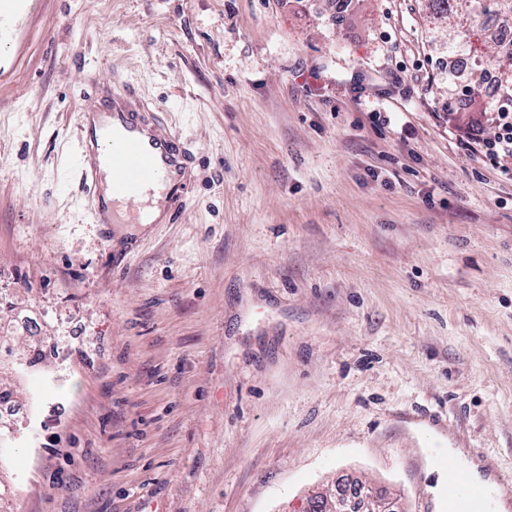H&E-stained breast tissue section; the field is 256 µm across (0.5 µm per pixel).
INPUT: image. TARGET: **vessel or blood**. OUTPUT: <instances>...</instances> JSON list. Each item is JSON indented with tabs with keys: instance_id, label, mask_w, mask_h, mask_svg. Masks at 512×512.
<instances>
[{
	"instance_id": "1",
	"label": "vessel or blood",
	"mask_w": 512,
	"mask_h": 512,
	"mask_svg": "<svg viewBox=\"0 0 512 512\" xmlns=\"http://www.w3.org/2000/svg\"><path fill=\"white\" fill-rule=\"evenodd\" d=\"M112 99L75 115L81 185L96 224L148 223L147 200L160 196L157 223L172 224L186 210L193 167L181 134L162 119L160 107L136 101L126 82L113 79ZM448 512L468 502L487 512L491 491L457 468L445 473Z\"/></svg>"
}]
</instances>
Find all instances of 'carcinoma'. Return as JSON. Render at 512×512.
Returning <instances> with one entry per match:
<instances>
[{"instance_id":"cac0c4a2","label":"carcinoma","mask_w":512,"mask_h":512,"mask_svg":"<svg viewBox=\"0 0 512 512\" xmlns=\"http://www.w3.org/2000/svg\"><path fill=\"white\" fill-rule=\"evenodd\" d=\"M431 14L448 28L444 49L450 55L465 52L473 67L460 80L448 75V94L462 107H475L482 112H502L503 104L512 105V96L504 94L512 85V52H505L490 42L485 34L487 20H512V0H426ZM492 59L496 65V97L483 103L485 71L482 64Z\"/></svg>"}]
</instances>
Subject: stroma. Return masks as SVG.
Masks as SVG:
<instances>
[{
    "instance_id": "1",
    "label": "stroma",
    "mask_w": 512,
    "mask_h": 512,
    "mask_svg": "<svg viewBox=\"0 0 512 512\" xmlns=\"http://www.w3.org/2000/svg\"><path fill=\"white\" fill-rule=\"evenodd\" d=\"M444 36L425 0H29L0 43V512L358 484L418 512L452 448L512 510V158L449 110ZM112 73L194 158L177 223L89 218L74 118Z\"/></svg>"
}]
</instances>
